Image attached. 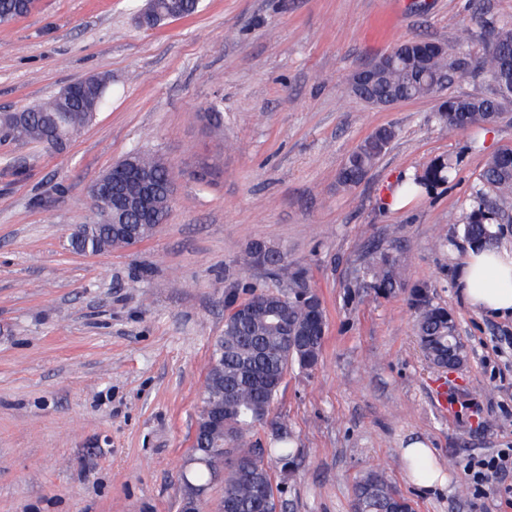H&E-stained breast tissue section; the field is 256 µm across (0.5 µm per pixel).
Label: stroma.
<instances>
[{"mask_svg": "<svg viewBox=\"0 0 512 512\" xmlns=\"http://www.w3.org/2000/svg\"><path fill=\"white\" fill-rule=\"evenodd\" d=\"M145 2L38 0L0 33V112L111 77L107 106L65 151L0 137V512H181L228 302L288 287L287 271L245 263L255 242L305 266L326 310L318 366L290 368L272 411L296 450L270 466L282 512H352L356 478L376 467L415 512H512L461 468L512 448V318L474 311L456 285L461 220L486 161L512 148V119L451 132L438 97L375 107L349 85L399 42L448 45L512 21V0H201L153 30L135 23ZM483 52L470 43L451 93L493 92ZM214 105L217 129L201 118ZM388 126L386 152L340 187L347 156ZM135 149L176 174L167 224L130 249L77 252L90 185ZM442 160L453 180L384 206L405 174ZM373 246L432 284L463 366L426 359L407 292L367 288ZM416 440L444 484L412 482L401 450Z\"/></svg>", "mask_w": 512, "mask_h": 512, "instance_id": "35a3bbf8", "label": "stroma"}]
</instances>
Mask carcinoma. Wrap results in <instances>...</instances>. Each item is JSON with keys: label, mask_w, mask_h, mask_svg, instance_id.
<instances>
[{"label": "carcinoma", "mask_w": 512, "mask_h": 512, "mask_svg": "<svg viewBox=\"0 0 512 512\" xmlns=\"http://www.w3.org/2000/svg\"><path fill=\"white\" fill-rule=\"evenodd\" d=\"M29 0H0V26H7L30 12ZM199 0H148L145 9L157 25L167 16L182 18L198 12ZM493 41L485 47L480 68L495 83L512 71V24L506 22L491 32ZM482 34H470L453 48L436 53L428 70L416 66L413 49L418 41L399 44L393 54L394 63L381 72L373 86L355 96L375 105L380 101L405 97L432 96L439 91L434 75L448 74L453 81L466 55L465 46ZM108 77L92 75L66 87L67 97L61 101L53 95L34 106L23 109L18 120L0 116V132L17 141L44 143L47 132L61 127L65 142H70L96 117L105 104ZM435 111L438 124L450 131L490 126L499 114L512 111V94L493 92L489 96L450 95L440 101ZM395 132L380 128L369 136L345 161L338 182L344 188L357 185L379 157L387 150ZM132 160L151 176L154 199L146 214L129 201L119 224H98L71 234V245L79 251L104 253L132 246L124 230L132 229L143 242L167 222L175 189L173 169L159 156L133 150ZM455 167L440 162L414 176L410 189L421 192L453 178ZM512 195V150L491 156L479 174L472 211L462 219L464 236L472 243L482 244L494 237L491 225L503 220L483 209L493 197ZM247 264L279 267L288 263V256L265 245H256L247 252ZM370 287L381 295H390L400 288L408 289L409 303L416 314L415 331L429 361L442 366L448 353V330L454 326L452 316L430 300L431 285L408 284L399 259L389 252L369 258L366 265ZM288 291L266 289L252 292L241 304V310L224 320V333L213 343L209 357L202 407L198 417L192 459L193 466L182 476L184 488L207 487L224 475L221 503L224 512H280L279 489L274 487L265 458L279 461L294 457L289 447L286 427L272 431L277 443L264 448L257 441L259 428L266 426L280 386L288 368L298 365L305 370L317 367L325 338V309L322 300L308 286L307 271L301 266L288 267ZM212 406L224 408V427L214 431L208 427L206 414ZM353 512H413L386 475L379 470L365 472L353 487Z\"/></svg>", "instance_id": "cac0c4a2"}]
</instances>
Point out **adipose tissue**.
Segmentation results:
<instances>
[{"mask_svg": "<svg viewBox=\"0 0 512 512\" xmlns=\"http://www.w3.org/2000/svg\"><path fill=\"white\" fill-rule=\"evenodd\" d=\"M467 303L501 316L512 315V251L493 245L469 250L459 274Z\"/></svg>", "mask_w": 512, "mask_h": 512, "instance_id": "1", "label": "adipose tissue"}]
</instances>
